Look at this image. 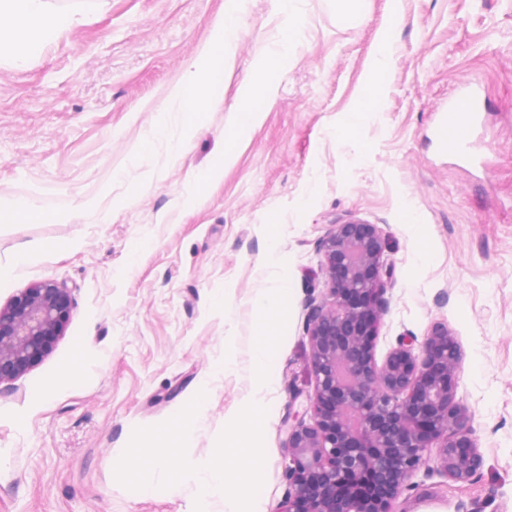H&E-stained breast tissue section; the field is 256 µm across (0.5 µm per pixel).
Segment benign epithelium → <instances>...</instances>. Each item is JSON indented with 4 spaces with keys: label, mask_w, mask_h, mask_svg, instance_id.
Masks as SVG:
<instances>
[{
    "label": "benign epithelium",
    "mask_w": 512,
    "mask_h": 512,
    "mask_svg": "<svg viewBox=\"0 0 512 512\" xmlns=\"http://www.w3.org/2000/svg\"><path fill=\"white\" fill-rule=\"evenodd\" d=\"M317 248L326 291L309 300L304 322L315 388L306 412L283 423L288 491L281 512H395L421 467L470 481L484 457L457 397L459 341L439 323L418 344L398 337L377 363L394 283L385 234L348 219L331 225ZM72 305V288L46 280L0 308V392L14 390L49 354Z\"/></svg>",
    "instance_id": "1"
}]
</instances>
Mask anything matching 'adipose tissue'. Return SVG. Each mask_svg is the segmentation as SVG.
<instances>
[{
  "mask_svg": "<svg viewBox=\"0 0 512 512\" xmlns=\"http://www.w3.org/2000/svg\"><path fill=\"white\" fill-rule=\"evenodd\" d=\"M243 6V0H230L225 13L214 25L206 53L185 72L172 93L180 141H187L194 122L221 101L219 90L224 83V64L239 37L238 15ZM71 23L70 17L53 11L48 0H0V52L17 49L25 54L40 52L49 38ZM393 53V44L388 39H380L372 58L363 111L373 112L379 107ZM275 82L272 61L257 64L255 79L241 90L238 120L224 137L223 161L200 173L193 181L188 192L189 203L201 200L222 179L225 163L234 159L240 141L259 122L262 115L259 104L270 100Z\"/></svg>",
  "mask_w": 512,
  "mask_h": 512,
  "instance_id": "adipose-tissue-1",
  "label": "adipose tissue"
}]
</instances>
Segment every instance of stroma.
I'll use <instances>...</instances> for the list:
<instances>
[{
	"mask_svg": "<svg viewBox=\"0 0 512 512\" xmlns=\"http://www.w3.org/2000/svg\"><path fill=\"white\" fill-rule=\"evenodd\" d=\"M49 4L73 24L23 64L0 57V201L74 220L0 227V266L29 253L0 278V307L53 279L71 287L73 308L52 351L0 393V512H224L222 498L199 501L190 484L136 498L114 463L137 429L175 417L204 380L209 401L186 457L214 455L251 390L254 299L284 275L291 302L255 497L257 512H278L283 421L315 385L303 326L323 285L317 243L352 217L380 225L395 267L376 358L397 337L447 324L484 456L466 483L417 471L396 512H512V0H299L305 27L278 62L262 121L195 204L188 185L220 163L239 91L282 39L275 0H246L223 102L178 149L144 146L142 134L226 0ZM383 36L395 52L382 104L363 114L359 140L340 141L333 130L359 109ZM468 78L484 103L479 166L441 153L431 133L432 113ZM143 149L148 161L131 164ZM409 209L418 223H403ZM272 241L279 261L269 265ZM226 358L232 369L214 373Z\"/></svg>",
	"mask_w": 512,
	"mask_h": 512,
	"instance_id": "stroma-1",
	"label": "stroma"
}]
</instances>
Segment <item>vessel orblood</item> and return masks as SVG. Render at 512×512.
<instances>
[{"instance_id":"1","label":"vessel or blood","mask_w":512,"mask_h":512,"mask_svg":"<svg viewBox=\"0 0 512 512\" xmlns=\"http://www.w3.org/2000/svg\"><path fill=\"white\" fill-rule=\"evenodd\" d=\"M481 100L472 81L461 82L437 111V134L443 148L460 158L469 156V136L481 118Z\"/></svg>"}]
</instances>
